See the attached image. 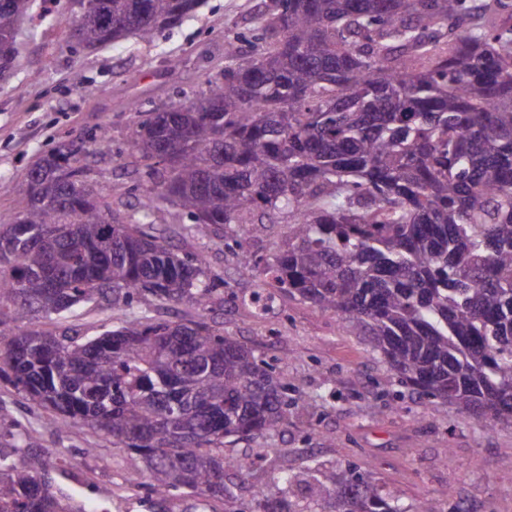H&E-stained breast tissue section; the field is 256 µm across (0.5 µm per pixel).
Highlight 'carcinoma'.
<instances>
[{
    "instance_id": "obj_1",
    "label": "carcinoma",
    "mask_w": 512,
    "mask_h": 512,
    "mask_svg": "<svg viewBox=\"0 0 512 512\" xmlns=\"http://www.w3.org/2000/svg\"><path fill=\"white\" fill-rule=\"evenodd\" d=\"M69 38L150 40L204 0H95ZM35 0H0V78ZM185 101L135 109L141 176L127 209L61 144L28 171L0 220V376L64 424L112 439L167 497L229 502L224 440L283 421L287 387L235 336L148 312L88 337L44 320L148 294L206 312L204 259L153 234L165 203L187 233L288 218L261 274L335 314L399 381L494 429L512 428V0H275L255 41L224 40L222 77ZM58 287L45 284V273ZM35 431L0 432V512H84L46 477ZM320 512H404L350 469L308 484Z\"/></svg>"
}]
</instances>
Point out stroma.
<instances>
[{"label":"stroma","mask_w":512,"mask_h":512,"mask_svg":"<svg viewBox=\"0 0 512 512\" xmlns=\"http://www.w3.org/2000/svg\"><path fill=\"white\" fill-rule=\"evenodd\" d=\"M271 4L205 0L179 27L152 41L132 36L118 47L89 50L67 41L62 7L43 0L20 27L12 75L0 80V214L12 211L33 161L62 142L90 146L103 127L114 153L93 163V179L134 205L137 175L126 155L132 105L146 111L200 92L224 67L225 38H253ZM175 57L180 63L174 67ZM153 220L182 254L204 255L209 276L223 280L205 321L254 349L288 388L277 431L224 445L225 455L242 466L224 476L240 512H255L259 502L275 496L291 497L301 512L308 497L274 489L273 478L284 469L304 477L318 463L354 468L384 493L399 494L406 508L428 495L441 500L444 512H512V428H486L449 406L433 412L431 399L400 384L364 337L308 302L279 291L265 315L252 312L247 300L266 281L260 273H244L243 266L272 254L288 233L287 222L267 225L259 235L245 225L247 244L238 249L228 247L220 224L183 235V219L172 204ZM144 309L160 321L199 316L190 305L157 306L140 295L123 309L77 307L68 325L94 336ZM15 421L37 429L41 447L74 461L69 472L53 464L49 473L55 489L86 512H224L216 499L188 493L161 498L146 485L128 486V476L141 467L136 455L76 428H44L41 409L0 379V426ZM97 485L110 488V496L94 493Z\"/></svg>","instance_id":"1"}]
</instances>
